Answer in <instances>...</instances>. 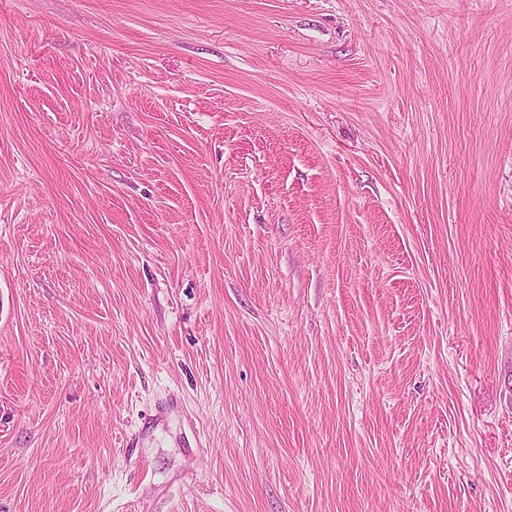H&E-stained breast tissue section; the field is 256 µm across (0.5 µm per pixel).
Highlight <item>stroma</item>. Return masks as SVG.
<instances>
[{"mask_svg": "<svg viewBox=\"0 0 512 512\" xmlns=\"http://www.w3.org/2000/svg\"><path fill=\"white\" fill-rule=\"evenodd\" d=\"M0 512H512V0H0Z\"/></svg>", "mask_w": 512, "mask_h": 512, "instance_id": "1", "label": "stroma"}]
</instances>
